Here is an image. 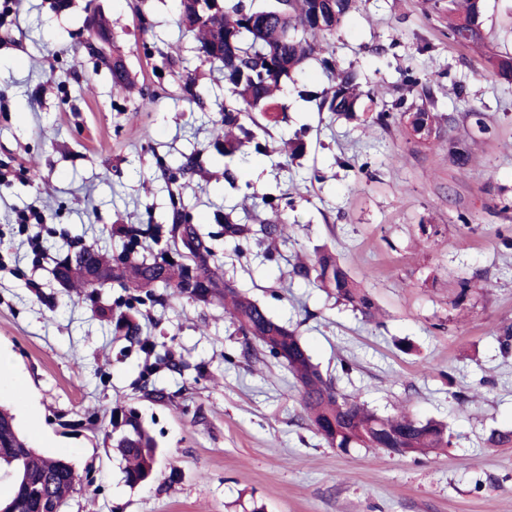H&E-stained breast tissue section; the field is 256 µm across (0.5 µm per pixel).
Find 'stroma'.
<instances>
[{"instance_id":"obj_1","label":"stroma","mask_w":512,"mask_h":512,"mask_svg":"<svg viewBox=\"0 0 512 512\" xmlns=\"http://www.w3.org/2000/svg\"><path fill=\"white\" fill-rule=\"evenodd\" d=\"M434 0H355L329 40L377 102L402 99L385 128L360 108L318 111L326 76L288 83L269 151L227 163L220 63L177 23V0H0V405L39 452L82 478L65 512H512V83L483 50L512 54V0H485V49L448 35ZM109 22L133 89L115 94L108 62L82 46L89 9ZM151 22L141 30L137 14ZM420 79L406 87L405 71ZM191 75L198 100L183 99ZM159 92L136 109L138 88ZM441 122L414 132V112ZM488 130L477 133L475 121ZM470 161L448 159L453 142ZM285 195L282 239L258 235L265 200ZM209 233L225 277L298 328L315 365L381 414L447 423L449 448L418 460L330 447L311 426L287 365L260 351L224 308L184 296L128 306L117 284L94 292L55 277L84 247L120 251L116 224L164 223L173 205ZM37 211L42 223L15 216ZM251 235L224 237V214ZM45 251L33 253L31 236ZM337 257L377 305L363 317L292 277L295 255ZM471 281L459 297L457 281ZM126 316L137 331L115 328ZM134 411L153 436L155 474L129 486L108 434Z\"/></svg>"}]
</instances>
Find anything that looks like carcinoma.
Wrapping results in <instances>:
<instances>
[{"mask_svg":"<svg viewBox=\"0 0 512 512\" xmlns=\"http://www.w3.org/2000/svg\"><path fill=\"white\" fill-rule=\"evenodd\" d=\"M484 0H448V12L456 15L448 30L453 40L463 37L465 43L483 40L482 11ZM352 7V0H276L268 9H251L244 0H179V25L198 43L199 51L210 61H218L224 69V83L229 103L224 106V157L232 161L247 144L261 154L267 145L259 133H267L253 113L268 116L273 101L286 83L304 71L310 62L319 63L331 84L318 97V111L349 115L363 98L359 75L351 69L336 67L330 57L321 55L320 39L340 27ZM489 69L512 82V56L490 54L485 57ZM128 70L121 55H113L112 86L118 93L127 90ZM275 219L259 225L262 238L275 241L283 235L287 219L279 210L280 203L267 202ZM170 223L125 224L119 229L123 238L121 251L109 255L99 249L79 252L74 261L93 257L109 264L122 262L128 275L116 280L122 288L130 286L152 293L162 288L183 295L182 267L166 260V255L136 259L131 254L146 239L169 240L167 250L176 247L178 233L184 232L193 243V253L200 260V273L189 295L203 302L216 288L224 289L217 302L241 331L252 329L261 334L271 332L279 337L280 348L288 353V370L297 380L300 403L316 429L336 426L335 442L330 447L346 451L350 448H411L412 457L426 456L451 445L448 426L438 420H420L409 412L380 415L357 398L341 392L332 381L323 378L312 362L297 329L273 320L257 301L224 277L217 265L216 253L197 224L186 223L185 215L172 211ZM251 233L246 224L235 223L224 215V235L238 239ZM71 260L58 264L57 279L65 285L89 288L81 278L69 276ZM292 275L305 282L332 291L336 298L351 305L364 317L375 310L371 294L362 289L349 272L330 254L315 260L300 259ZM112 447L126 462L125 482L131 486L145 482L156 463V445L141 420L134 414L125 417L112 430ZM12 477L10 496L1 501L7 512H42V501L52 498L63 504L77 490L79 475L72 464L61 457L46 456L30 447L14 423L13 416L0 409V467Z\"/></svg>","mask_w":512,"mask_h":512,"instance_id":"cac0c4a2","label":"carcinoma"}]
</instances>
